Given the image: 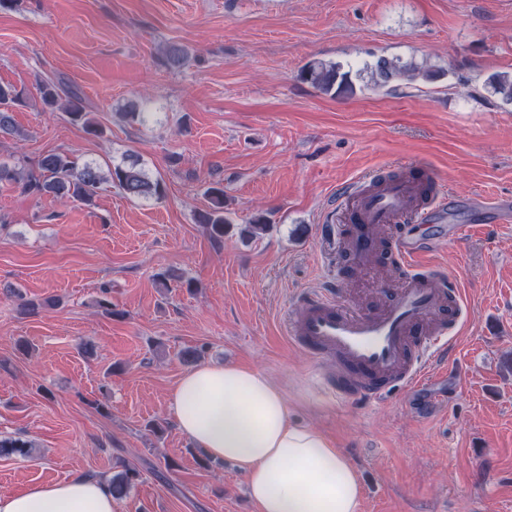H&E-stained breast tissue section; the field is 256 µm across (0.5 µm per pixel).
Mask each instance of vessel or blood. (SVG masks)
<instances>
[{
  "mask_svg": "<svg viewBox=\"0 0 512 512\" xmlns=\"http://www.w3.org/2000/svg\"><path fill=\"white\" fill-rule=\"evenodd\" d=\"M418 182L412 178L385 183L366 195L352 185L337 203L356 266L380 264L375 232L391 231L393 259L405 276L394 297L378 311L343 305L333 289L299 297L285 333L309 358L336 362L354 399L378 402L396 386L431 383V368L447 359L464 321L466 303L455 279L439 275L425 261L439 246L457 241L460 224H444L452 203L445 186L434 187L428 205L417 206ZM476 213L492 223L512 222V200L480 196ZM421 227L419 237L398 234L403 223Z\"/></svg>",
  "mask_w": 512,
  "mask_h": 512,
  "instance_id": "obj_1",
  "label": "vessel or blood"
}]
</instances>
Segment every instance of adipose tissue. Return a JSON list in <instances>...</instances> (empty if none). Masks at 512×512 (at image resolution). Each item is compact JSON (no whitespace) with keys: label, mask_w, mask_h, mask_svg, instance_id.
I'll return each instance as SVG.
<instances>
[{"label":"adipose tissue","mask_w":512,"mask_h":512,"mask_svg":"<svg viewBox=\"0 0 512 512\" xmlns=\"http://www.w3.org/2000/svg\"><path fill=\"white\" fill-rule=\"evenodd\" d=\"M181 434L231 462L258 512H358L355 467L323 433L291 422L283 391L262 372L204 363L170 395ZM0 512H117L107 479L78 474L0 495Z\"/></svg>","instance_id":"ef3b65f1"}]
</instances>
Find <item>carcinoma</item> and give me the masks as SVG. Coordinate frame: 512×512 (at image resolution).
Instances as JSON below:
<instances>
[{"instance_id": "cac0c4a2", "label": "carcinoma", "mask_w": 512, "mask_h": 512, "mask_svg": "<svg viewBox=\"0 0 512 512\" xmlns=\"http://www.w3.org/2000/svg\"><path fill=\"white\" fill-rule=\"evenodd\" d=\"M185 48L170 44L166 49V63L171 69H179L188 61ZM367 85L375 88H391L400 80L433 82L444 72L415 62H403L396 58L378 57L365 68ZM302 81L325 95L350 96L356 93L352 71L336 62L313 61L300 73ZM487 91L502 103L512 104V72L494 73L486 81ZM44 107L63 110L71 123L79 124L88 134L99 136L102 128L88 117L83 99L77 89L62 82L44 81L39 87ZM22 101V93L10 84L0 83V137L19 134L13 117V107ZM17 182L24 191L32 194H50L60 199H73L89 204L97 190L106 182L117 184L131 198L159 197L163 193L160 180L153 178L139 156L129 155L121 163L104 170L95 162L78 163L73 154L66 151L49 152L41 156L36 168L9 167L0 163V182ZM208 206L198 214V221L207 225L213 238H224L229 224L224 211V187L215 185L207 190ZM31 443L22 438L0 439V456L4 454L26 455ZM137 472L129 467L112 476V496L126 497Z\"/></svg>"}]
</instances>
